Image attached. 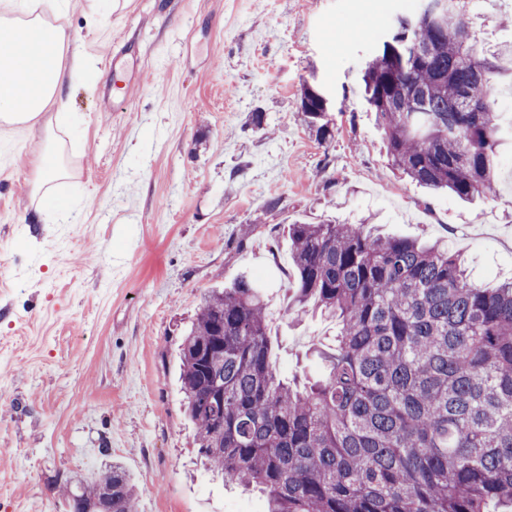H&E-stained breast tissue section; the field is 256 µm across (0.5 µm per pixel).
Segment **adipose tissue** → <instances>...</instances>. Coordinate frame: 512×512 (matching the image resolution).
<instances>
[{
  "mask_svg": "<svg viewBox=\"0 0 512 512\" xmlns=\"http://www.w3.org/2000/svg\"><path fill=\"white\" fill-rule=\"evenodd\" d=\"M69 2L0 0V128L40 131L30 203L57 223L71 210L58 194L70 172L64 163L67 142L50 115L65 113V83L81 81L92 65L64 23Z\"/></svg>",
  "mask_w": 512,
  "mask_h": 512,
  "instance_id": "1",
  "label": "adipose tissue"
}]
</instances>
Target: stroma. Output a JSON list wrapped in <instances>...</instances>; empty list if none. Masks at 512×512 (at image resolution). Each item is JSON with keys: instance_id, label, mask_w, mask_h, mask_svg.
Returning <instances> with one entry per match:
<instances>
[{"instance_id": "obj_1", "label": "stroma", "mask_w": 512, "mask_h": 512, "mask_svg": "<svg viewBox=\"0 0 512 512\" xmlns=\"http://www.w3.org/2000/svg\"><path fill=\"white\" fill-rule=\"evenodd\" d=\"M93 5L71 0L66 17L94 62L64 90L67 223L29 205L38 133L0 132V512H67L59 486L109 458L136 512H264L195 462L178 336L202 293L263 288L290 377L320 373L311 351L335 326L288 309V224L369 218L441 242L485 285L512 279V136L489 198L431 195L389 166L361 77L410 0H130L97 23ZM476 10L488 42L512 39V0ZM306 82L334 104L324 142L295 113Z\"/></svg>"}]
</instances>
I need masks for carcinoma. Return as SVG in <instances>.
Returning <instances> with one entry per match:
<instances>
[{
	"instance_id": "carcinoma-1",
	"label": "carcinoma",
	"mask_w": 512,
	"mask_h": 512,
	"mask_svg": "<svg viewBox=\"0 0 512 512\" xmlns=\"http://www.w3.org/2000/svg\"><path fill=\"white\" fill-rule=\"evenodd\" d=\"M470 0H419L367 61L368 109L392 167L462 200L496 191L506 75L473 35ZM333 104L304 83L320 141ZM293 306L339 325L324 372L281 376L268 303L247 279L201 295L181 335L183 406L198 457L259 492L265 512H489L512 505V282L485 288L437 243L366 224H290ZM70 512H135L114 463L62 488Z\"/></svg>"
}]
</instances>
